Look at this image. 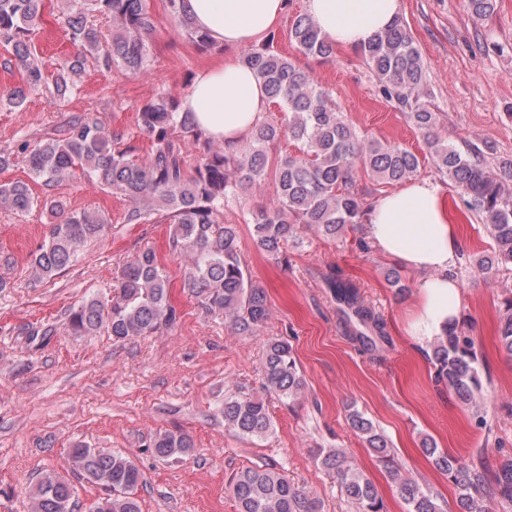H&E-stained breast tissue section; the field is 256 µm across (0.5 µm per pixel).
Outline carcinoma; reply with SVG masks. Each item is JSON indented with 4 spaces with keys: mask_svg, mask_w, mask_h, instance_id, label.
I'll use <instances>...</instances> for the list:
<instances>
[{
    "mask_svg": "<svg viewBox=\"0 0 512 512\" xmlns=\"http://www.w3.org/2000/svg\"><path fill=\"white\" fill-rule=\"evenodd\" d=\"M72 53L51 74L38 62L35 40L43 26L45 0H0V40L9 47L23 84L11 89L6 101L21 108L31 94L56 102L72 96L90 62L117 67L138 75L151 65L154 15L146 0H64ZM495 0H466L471 15L482 19L494 10ZM177 25L196 45L207 48L210 36L185 14L181 0H167ZM111 25L110 34L98 29L97 18ZM270 34L242 55L241 62L262 80L269 101L285 111V122L269 117L256 125L236 149L217 146L198 129L179 101L165 93L144 102L138 125L151 140L146 157L125 134L112 132L94 114H75L66 128L30 146L0 150V169L25 162L32 180L46 186L83 177L121 196L129 204L127 224H169L168 248L184 258L183 287L205 313L222 316L235 336L259 335L270 310L267 297L253 281L242 254L235 225L224 223V206L249 190L272 184V199L248 212L256 246L274 260L288 262V239L302 224L324 237L336 239L348 227L360 224L367 209L365 192L356 180V168L378 184H398L413 177L419 159L406 147L360 134L316 81L313 73L274 49ZM290 42L305 56L328 59L336 46L321 35L307 14L290 29ZM377 81L378 94L393 102L424 139L437 171L455 182L466 205L485 217L492 255L477 260L489 272L512 266V160L495 175L483 166L481 151L465 154L437 133L438 115L426 100L425 62L402 18L358 47ZM296 152L270 157V148L282 138ZM196 155L195 165L188 163ZM18 215L42 207L54 218L46 240L31 254L29 280L40 284L73 266L86 244L105 236L111 219L99 211H72L58 198L39 199L25 181L0 183V207ZM337 301L372 331L354 339L375 346L385 342V323L363 306L354 288L328 282ZM181 312L171 298V277L155 251L146 247L121 268L112 291L91 296L70 308L66 331L92 336L105 329L116 342L154 336L173 329ZM500 342L512 356V299L505 302ZM435 381L463 404L476 409L479 422L488 421L477 398L484 389L482 371L472 338L453 326L430 343ZM265 387L288 403L305 389L292 345L271 338L264 349ZM224 425L240 438L263 440L274 432L265 401L248 393L224 398ZM352 430L361 437L389 474L407 512H445V502L430 486L402 472L391 441L363 413H349ZM156 457L178 462L193 454L192 438L181 430L157 432L152 440ZM431 457L448 482L458 489L461 512H483L485 502L512 505V463L491 472L481 459L462 462L424 440ZM320 465L336 472L354 512H384V503L367 475L347 461L345 453L327 448ZM68 468L99 489L96 512H140L137 492L145 484L134 460L107 448L77 445L68 455ZM238 512H321V504L273 464H254L232 475L228 483ZM75 486L54 469L45 470L29 492V512H73Z\"/></svg>",
    "mask_w": 512,
    "mask_h": 512,
    "instance_id": "1",
    "label": "carcinoma"
}]
</instances>
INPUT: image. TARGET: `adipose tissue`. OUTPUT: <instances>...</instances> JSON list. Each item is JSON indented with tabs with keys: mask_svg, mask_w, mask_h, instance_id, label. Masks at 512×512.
I'll return each instance as SVG.
<instances>
[{
	"mask_svg": "<svg viewBox=\"0 0 512 512\" xmlns=\"http://www.w3.org/2000/svg\"><path fill=\"white\" fill-rule=\"evenodd\" d=\"M305 5L321 35L336 47L351 48L386 29L399 14L400 0H305ZM183 9L212 41L237 50L276 25L284 0H183ZM268 106L262 81L232 56L201 70L180 102L207 137L231 145L249 138ZM365 228L380 253L421 276L413 336L424 341L443 334L456 322L463 295L453 275L460 242L438 185L412 181L381 195L371 204Z\"/></svg>",
	"mask_w": 512,
	"mask_h": 512,
	"instance_id": "1",
	"label": "adipose tissue"
}]
</instances>
